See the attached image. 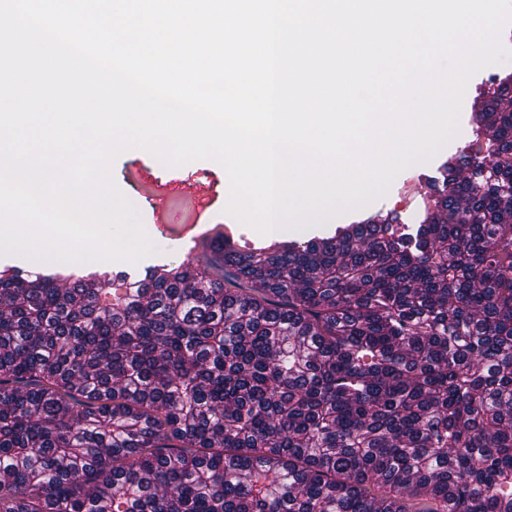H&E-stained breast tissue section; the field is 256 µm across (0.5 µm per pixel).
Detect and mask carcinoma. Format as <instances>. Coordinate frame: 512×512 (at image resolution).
I'll return each instance as SVG.
<instances>
[{"label": "carcinoma", "instance_id": "1", "mask_svg": "<svg viewBox=\"0 0 512 512\" xmlns=\"http://www.w3.org/2000/svg\"><path fill=\"white\" fill-rule=\"evenodd\" d=\"M419 224L131 282L0 267V512H512V110Z\"/></svg>", "mask_w": 512, "mask_h": 512}]
</instances>
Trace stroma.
Instances as JSON below:
<instances>
[{"label":"stroma","mask_w":512,"mask_h":512,"mask_svg":"<svg viewBox=\"0 0 512 512\" xmlns=\"http://www.w3.org/2000/svg\"><path fill=\"white\" fill-rule=\"evenodd\" d=\"M510 72L512 63L490 66L474 75L464 96L459 134L429 162L402 171L383 197L359 209L335 216V223L348 224L390 212L398 214L409 224L422 220L435 189L442 184V163L447 161L449 155L466 152L472 140L488 137L487 132L476 131L470 122L475 102L485 90L493 87L497 75ZM112 176L116 185L138 209L143 223H152L156 212L161 210L169 225H183L193 209L197 192L201 191L207 198L200 218L202 224H223L229 227L236 224L235 219L224 212L228 202L226 174L224 168L215 161L195 160L168 168L150 153L130 149L114 161ZM152 241L158 248L157 253L135 265L127 262L113 263V271L137 274L145 266L157 262L176 265L188 256V248L182 240L163 237L156 231L152 234Z\"/></svg>","instance_id":"1"}]
</instances>
